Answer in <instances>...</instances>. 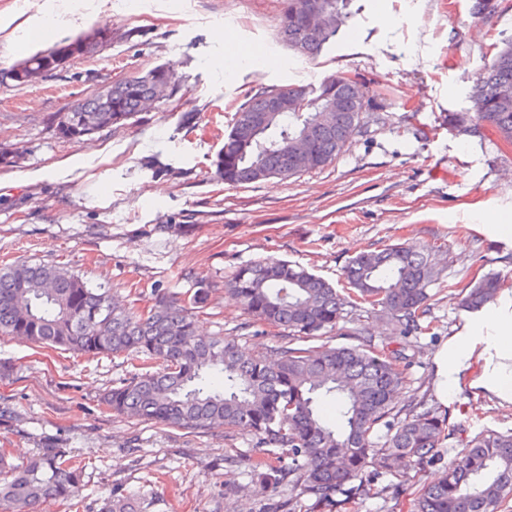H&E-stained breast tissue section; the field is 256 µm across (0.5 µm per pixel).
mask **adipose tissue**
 <instances>
[{
  "mask_svg": "<svg viewBox=\"0 0 512 512\" xmlns=\"http://www.w3.org/2000/svg\"><path fill=\"white\" fill-rule=\"evenodd\" d=\"M434 360L440 399L455 395L466 381L512 404V316L503 310L491 309L482 326L465 325Z\"/></svg>",
  "mask_w": 512,
  "mask_h": 512,
  "instance_id": "adipose-tissue-1",
  "label": "adipose tissue"
}]
</instances>
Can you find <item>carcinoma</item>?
Returning a JSON list of instances; mask_svg holds the SVG:
<instances>
[{
	"label": "carcinoma",
	"mask_w": 512,
	"mask_h": 512,
	"mask_svg": "<svg viewBox=\"0 0 512 512\" xmlns=\"http://www.w3.org/2000/svg\"><path fill=\"white\" fill-rule=\"evenodd\" d=\"M317 2L324 24L317 23L308 0H288V26L280 28L289 47L311 57L336 37L340 21L339 0ZM107 32L101 26L70 41L74 50L66 55L56 47L36 53L0 73V83L21 85L29 70L55 71L108 43ZM175 90L171 70L157 67L112 83V111H101L95 90L54 113L51 123L59 134L80 140L136 117L143 100L163 99ZM285 90L289 111L274 113L258 133L249 117L265 109L271 88L260 87L236 111L216 160L224 182L286 180L329 165L361 128L360 110L369 109L368 94L345 76L315 90L295 85ZM472 99L474 113L453 120L469 121L475 131L489 126L512 144V38L477 78ZM441 253L440 246L406 243L363 251L345 266L341 289L286 261L240 268L229 290L245 312L288 330V344L275 366L244 354L230 337L198 333L197 309L208 288L202 279L195 280L198 288L191 296L157 289L150 304L140 308L72 270L42 262L0 264V337L158 364L159 369L136 373L107 392L106 410L189 431H247L269 446L251 459L257 476L272 484L288 482V512H299L305 499L330 512L336 494L355 480L359 494H373L363 475L376 457L387 472H419L432 464L444 419L421 401L399 415L394 399L405 381V356L378 348L366 328L352 331L356 345L301 347L293 341L324 338L349 322V308L357 303L379 308L394 336L417 332L430 311L428 287L437 279ZM502 288L501 277L486 275L462 297L461 307L477 311L495 301ZM327 398L336 402L332 422L319 412ZM383 428L384 446L376 448L374 437ZM82 469L53 448L20 464L0 454V512H36L47 499L76 497ZM511 501L512 431L484 430L464 439L463 452L422 484L411 512H512ZM101 512L137 508L127 498H113Z\"/></svg>",
	"instance_id": "cac0c4a2"
}]
</instances>
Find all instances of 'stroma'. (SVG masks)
Masks as SVG:
<instances>
[{"instance_id": "1", "label": "stroma", "mask_w": 512, "mask_h": 512, "mask_svg": "<svg viewBox=\"0 0 512 512\" xmlns=\"http://www.w3.org/2000/svg\"><path fill=\"white\" fill-rule=\"evenodd\" d=\"M283 0H0V71L107 25L112 42L42 81L0 85V261L54 262L145 306L154 289L210 285L198 327L274 361L288 333L254 323L226 286L245 265L280 259L334 285L350 258L394 243L441 245L431 328L391 335L370 306L354 316L378 345L408 359L395 405L422 397L448 418L449 436L425 473L406 478L369 464L370 497L337 495L336 512H409L425 478L483 430H512V405L480 388L440 402L434 355L471 319L462 289L500 273L512 291V145L451 117L472 109L478 74L512 37V0H348L321 53L275 40ZM225 39L268 55L228 64ZM173 70L176 93L92 140L60 136L48 121L107 81ZM365 87L364 125L331 165L286 181L231 186L214 162L241 103L262 85L319 87L336 75ZM126 357L85 356L0 337V449L20 463L46 448L85 462L77 508L50 499L40 512H99L133 499L139 512H269L287 489L251 475L261 447L238 430L190 432L104 410L103 394L139 372Z\"/></svg>"}]
</instances>
